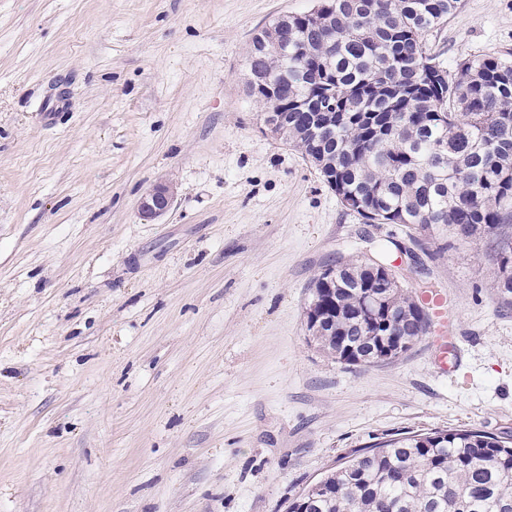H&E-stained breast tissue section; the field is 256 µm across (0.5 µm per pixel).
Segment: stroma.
<instances>
[{
    "instance_id": "obj_1",
    "label": "stroma",
    "mask_w": 512,
    "mask_h": 512,
    "mask_svg": "<svg viewBox=\"0 0 512 512\" xmlns=\"http://www.w3.org/2000/svg\"><path fill=\"white\" fill-rule=\"evenodd\" d=\"M316 4L0 0V512H287L387 435L512 436V222L364 223L245 92L252 37ZM424 43L450 71L512 56V0ZM384 251L457 316L455 371L427 335L374 366L310 341L313 278ZM176 194L171 185L155 184L140 202V215L144 221H155L165 216L173 207ZM497 288L506 304L512 303V241H503L500 245V258L494 277Z\"/></svg>"
}]
</instances>
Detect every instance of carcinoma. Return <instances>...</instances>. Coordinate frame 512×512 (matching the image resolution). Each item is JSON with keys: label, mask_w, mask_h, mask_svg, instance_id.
Returning a JSON list of instances; mask_svg holds the SVG:
<instances>
[{"label": "carcinoma", "mask_w": 512, "mask_h": 512, "mask_svg": "<svg viewBox=\"0 0 512 512\" xmlns=\"http://www.w3.org/2000/svg\"><path fill=\"white\" fill-rule=\"evenodd\" d=\"M458 0H319L275 28L278 47L252 39L247 66L271 76L247 95L264 121L298 146L345 207L366 224L448 229L456 241L493 235L512 208V61L473 58L433 80L426 32ZM311 99L336 107L323 127ZM370 264L351 262L332 283L314 279L311 338L343 363L371 365L387 336L427 333L407 288L380 299L378 322L361 316ZM494 287L512 302V241L500 245ZM288 512H512V438L465 428L394 434L355 451L288 506Z\"/></svg>", "instance_id": "obj_1"}]
</instances>
